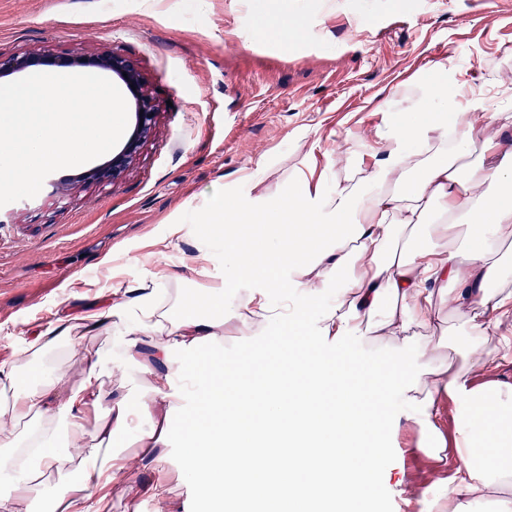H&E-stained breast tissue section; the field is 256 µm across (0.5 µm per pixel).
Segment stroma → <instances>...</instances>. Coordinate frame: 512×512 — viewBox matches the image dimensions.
Masks as SVG:
<instances>
[{
  "label": "stroma",
  "mask_w": 512,
  "mask_h": 512,
  "mask_svg": "<svg viewBox=\"0 0 512 512\" xmlns=\"http://www.w3.org/2000/svg\"><path fill=\"white\" fill-rule=\"evenodd\" d=\"M286 15L300 36L274 27ZM108 51L141 71L153 133L114 183L87 178L102 156L0 206V362L56 318L103 315L160 271L166 305L205 288L198 244L212 273L225 272L224 241L203 222L214 189L230 205L284 195L303 174L328 192L362 178L382 134L415 117L422 77L439 71L473 89L471 158L485 140L512 142V126L491 118L512 113V0H0L1 56ZM402 412L394 398L378 413L375 439L389 454L362 506L341 512H427L422 491L442 492L453 461L417 451ZM188 448L179 429L168 447L130 456L133 479L113 484L107 512H232L186 474ZM157 484L164 499L150 492Z\"/></svg>",
  "instance_id": "1"
}]
</instances>
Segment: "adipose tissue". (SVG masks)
Wrapping results in <instances>:
<instances>
[{
  "label": "adipose tissue",
  "mask_w": 512,
  "mask_h": 512,
  "mask_svg": "<svg viewBox=\"0 0 512 512\" xmlns=\"http://www.w3.org/2000/svg\"><path fill=\"white\" fill-rule=\"evenodd\" d=\"M464 95L441 81L420 85L417 118L388 132L383 159L361 183L348 177L329 193L293 184L286 196H247L229 207L223 194L211 197L207 222L221 225L225 264L249 288L233 330L240 338L274 333L276 356L214 354L224 342L223 284L209 290L216 306L173 309L158 302L153 280L110 310L124 325L122 360L97 351L69 382L65 359L83 353V339L99 326L98 314L86 313L57 318L0 364V474L15 476L0 493V512H25L39 477L74 469L78 477L51 496L49 512H105L113 482L128 474L112 446L141 419L150 425L140 437L152 447L174 431L172 420L154 424L150 416L155 400L179 404L171 371L179 354L192 356L190 377L202 387L199 416L185 427V471L237 512L259 501L361 505L387 455L368 438L369 425L394 397L416 411L417 448L434 457L447 443L437 403L460 404L453 474L432 512H466L489 497L496 512H512V390L474 383L494 361L484 340L512 319V255L500 247L512 238V147L499 143L490 158L468 160V140L448 135L452 124L474 129ZM430 213L436 223H425ZM462 216L466 252L453 245ZM342 270L348 279L338 289ZM283 282L299 292L286 314L267 296ZM330 287L331 304L304 309ZM452 318L468 335L453 336ZM354 333L389 357L327 353ZM149 340L153 361L133 384L137 405L89 428L87 411L111 396L113 377ZM233 398L245 410L230 411Z\"/></svg>",
  "instance_id": "ef3b65f1"
}]
</instances>
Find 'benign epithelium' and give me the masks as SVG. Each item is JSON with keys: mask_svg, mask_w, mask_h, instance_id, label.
<instances>
[{"mask_svg": "<svg viewBox=\"0 0 512 512\" xmlns=\"http://www.w3.org/2000/svg\"><path fill=\"white\" fill-rule=\"evenodd\" d=\"M66 68L76 66H93L104 72L116 75L121 82L132 92L136 100L135 129L125 149L102 168L90 173V177L113 182L125 170L131 155L139 144L148 139L155 125L157 113L156 104L152 98L142 93L143 78L139 69L126 57L113 53H102L93 58L59 57L52 54H16L6 59L0 58V74L21 73L33 67Z\"/></svg>", "mask_w": 512, "mask_h": 512, "instance_id": "1", "label": "benign epithelium"}]
</instances>
